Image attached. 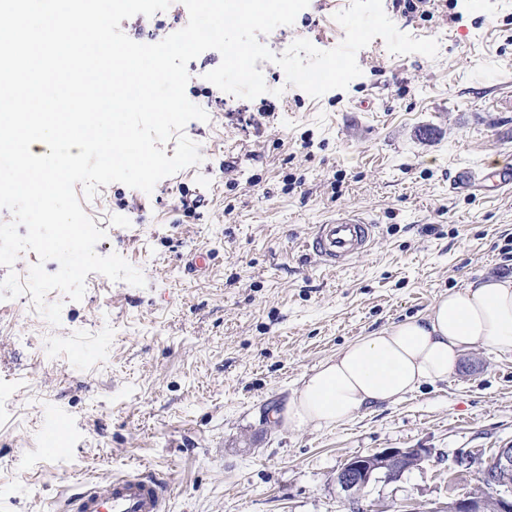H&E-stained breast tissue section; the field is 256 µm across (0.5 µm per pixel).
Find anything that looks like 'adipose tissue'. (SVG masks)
Listing matches in <instances>:
<instances>
[{
    "label": "adipose tissue",
    "instance_id": "1",
    "mask_svg": "<svg viewBox=\"0 0 512 512\" xmlns=\"http://www.w3.org/2000/svg\"><path fill=\"white\" fill-rule=\"evenodd\" d=\"M473 348L512 356V277L468 281L425 314L359 338L303 378L283 419L297 429L335 427L447 380Z\"/></svg>",
    "mask_w": 512,
    "mask_h": 512
}]
</instances>
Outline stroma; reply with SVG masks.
Instances as JSON below:
<instances>
[{"label":"stroma","mask_w":512,"mask_h":512,"mask_svg":"<svg viewBox=\"0 0 512 512\" xmlns=\"http://www.w3.org/2000/svg\"><path fill=\"white\" fill-rule=\"evenodd\" d=\"M382 3L401 32L437 40V57L397 56L375 38L357 54L361 76L317 99L266 61L267 93H210L220 53L189 62L186 96L209 115L185 128L201 163L152 193L112 183L81 203L106 232L96 252L124 257L145 286L102 276L78 302L50 292L62 305L56 326L30 299L0 300V380L28 382L0 413V512H55L82 477L141 465L167 477L169 512H348L338 471L386 448L431 456L368 488L365 512H434L479 484L459 454L485 458L512 442V357L480 349L448 381L334 428L269 418L354 340L480 275L512 276V190L450 189L459 166L512 155V0H435L425 14ZM349 5L309 0L260 41L332 49L345 36L334 15ZM188 20L173 0L121 29L151 44ZM184 197L197 208L184 212ZM344 209L378 234L330 270L303 242ZM194 252L210 254L206 272L187 271ZM44 336L55 355H37ZM61 417L72 422L67 445L45 452L43 433Z\"/></svg>","instance_id":"1"}]
</instances>
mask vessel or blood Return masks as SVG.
<instances>
[{
    "mask_svg": "<svg viewBox=\"0 0 512 512\" xmlns=\"http://www.w3.org/2000/svg\"><path fill=\"white\" fill-rule=\"evenodd\" d=\"M457 189L472 193H499L512 189V160H490L459 167ZM378 233L374 221L354 211H343L316 225L304 247L321 265L342 269L367 251ZM170 497L167 481L152 471H135L104 481L87 482L64 502L61 512H166Z\"/></svg>",
    "mask_w": 512,
    "mask_h": 512,
    "instance_id": "obj_1",
    "label": "vessel or blood"
}]
</instances>
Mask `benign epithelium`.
<instances>
[{
    "instance_id": "obj_1",
    "label": "benign epithelium",
    "mask_w": 512,
    "mask_h": 512,
    "mask_svg": "<svg viewBox=\"0 0 512 512\" xmlns=\"http://www.w3.org/2000/svg\"><path fill=\"white\" fill-rule=\"evenodd\" d=\"M428 448H395L355 456L336 476L350 512H364L361 502L375 483H390L420 465ZM481 486L467 495L448 494V512H512V445L500 448L480 469Z\"/></svg>"
}]
</instances>
